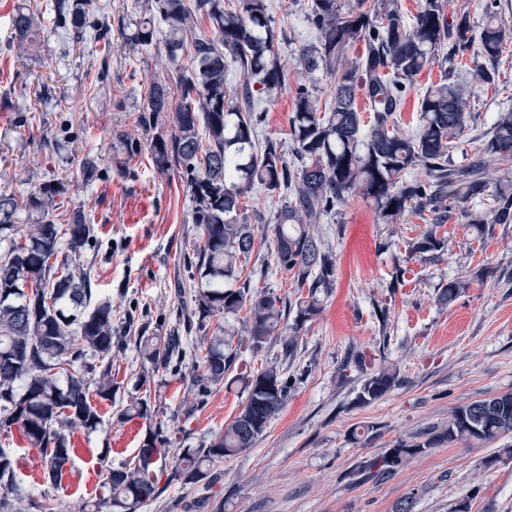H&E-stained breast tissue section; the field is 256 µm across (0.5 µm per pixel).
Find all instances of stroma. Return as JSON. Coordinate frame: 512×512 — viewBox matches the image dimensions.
I'll list each match as a JSON object with an SVG mask.
<instances>
[{
  "instance_id": "35a3bbf8",
  "label": "stroma",
  "mask_w": 512,
  "mask_h": 512,
  "mask_svg": "<svg viewBox=\"0 0 512 512\" xmlns=\"http://www.w3.org/2000/svg\"><path fill=\"white\" fill-rule=\"evenodd\" d=\"M46 2L0 0V192H31L44 182L64 181L68 190L59 196L60 205L84 211L96 228V248L73 261L90 265L98 297L111 299L119 310L145 312L151 330H172L182 323V296L198 285L183 255L198 244L199 231L180 179L157 172L151 135L138 123L151 78L166 77L171 66L163 49L131 50L117 29L135 0H110L111 50L90 37L71 44L47 26L36 50L17 58L15 9ZM267 3L286 33L277 53L288 71V87L272 97L260 95L256 109L263 119L256 137L282 142L288 150L296 88L307 86L325 105L334 82L323 72H308L302 62L303 48L317 42L308 18L311 0ZM442 4L450 20L464 13L478 27L492 9L512 26V0ZM442 67L433 62L413 79L399 118L403 132L417 129L418 98L439 82ZM473 67L463 58L454 77L464 97L476 103L454 154L461 164L481 146L497 113L512 109V97L475 81ZM116 130L134 140L137 155L118 147ZM86 162L101 172L90 184L82 176ZM246 202L261 218L253 223L255 248L243 276L251 287L294 305L299 290L276 273L272 256L279 204L259 189L248 192ZM318 229L336 256V285L300 330L283 411L254 448L216 462L209 481L171 485L142 512H393L407 496L413 512H451L463 498L470 512H512V437L473 448L430 441L456 406L512 392V224L496 225L482 237L460 220L442 224L439 233L448 251L435 263L409 253L426 229L410 210L387 224L371 199L355 195ZM458 276L468 280V288L454 302L439 304L437 288ZM382 308L389 312L384 329L376 319ZM245 318L242 312L218 316L193 330L186 337L188 358L159 376L135 338L113 348L112 373L120 389L113 401H98L103 422L97 431H75L78 453L62 489H44L40 453L19 430L1 431L0 446L18 465L22 493L46 490L55 512H80L85 501L106 496L109 470L133 458L149 428V421L120 417L134 397L149 398L153 420L177 438L154 465L159 478H166L179 449L209 442L239 414L247 393L238 375L260 371L279 355L271 344L259 351L242 348L231 379L197 395L189 384L195 354L205 353L220 336L240 334ZM351 349L396 368L399 386L359 404L362 373L340 369ZM362 425L365 435L353 439V429ZM400 440L423 444L424 450L388 479L350 478L362 460Z\"/></svg>"
}]
</instances>
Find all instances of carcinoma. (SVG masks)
Instances as JSON below:
<instances>
[{"instance_id":"1","label":"carcinoma","mask_w":512,"mask_h":512,"mask_svg":"<svg viewBox=\"0 0 512 512\" xmlns=\"http://www.w3.org/2000/svg\"><path fill=\"white\" fill-rule=\"evenodd\" d=\"M148 8L127 35L133 49L157 45L158 25L166 27L164 49L175 69L178 95L169 84L150 82L147 107L139 117L145 130L161 114H171L172 131L152 137L150 151L156 168L178 174L193 203L192 223L200 228V243L187 264L204 286L184 306L185 330L210 319L247 309L246 340L229 337L213 344L200 359L205 372L193 386L207 391L224 382L243 344L253 350L277 343L292 356L303 323L320 311V296L333 288L336 255L316 232V223L346 198L359 194L374 201L387 224L411 207L428 222L411 252L438 261L448 241L437 228L460 215L477 236L497 224H512V192L502 189L493 205L474 210L469 203L483 195L494 159H512V110L498 113L488 139L465 164L453 160L466 129V101L460 87L444 75L419 101L420 124L412 134L396 123L405 104L406 83L435 59L443 46L451 57L471 51L480 59L475 80L497 85L512 27L491 11L480 30L473 31L463 14L448 22L441 0H423L413 20L394 0H378L369 10L344 7L340 0H312L311 19L318 45L302 50L305 68L322 71L335 83L330 112H319L317 100L305 87L296 90L290 131L299 165L288 163L282 143L256 142L261 115L254 110L253 84L273 95L288 85V70L275 45L285 34L274 25L266 0H147ZM49 13L55 30L85 39L108 36L100 0H52ZM44 12L40 5L19 10L12 19L20 55L40 41ZM209 32L198 33L203 24ZM364 43L356 63H346L349 49ZM244 83H227L228 64ZM362 89L373 112L365 124L356 105ZM412 169L424 178H406ZM259 186L280 203L274 227L276 271L292 275L307 295L296 303L293 323L277 296L254 291L241 280L242 263L252 253L255 235L244 215L242 198ZM66 191L63 182L44 184L39 195L18 197L0 193V431L17 426L30 447L41 453L45 483L58 489L73 468L77 449L70 431H96L102 416L93 399L112 401L119 385L112 378V347L131 331L152 373H165L173 359L182 358L183 336H148V324L135 325L133 313L120 314L109 299L94 298L90 273L61 255V246L79 253L93 247L94 225L75 211L56 218L45 213V202ZM40 213L33 224L20 225L21 209ZM392 212H387V209ZM454 278L437 288L447 305L467 288ZM122 329H117V316ZM400 384L389 366L365 371L357 399L369 404ZM245 404L224 433L200 448H185L165 483L152 469L155 457L172 440L158 426L149 432L132 460L109 471V494L87 501L82 512H140L174 482L187 487L210 478L216 461L253 448L269 422L285 407L288 379L278 363L244 377ZM124 418L152 417L150 401L133 398L123 407ZM512 437V392L466 402L448 425L424 444L398 442L361 461L350 475L365 482L394 474L414 455L434 442L488 445ZM20 486L13 455L0 448V512H14L12 496Z\"/></svg>"}]
</instances>
